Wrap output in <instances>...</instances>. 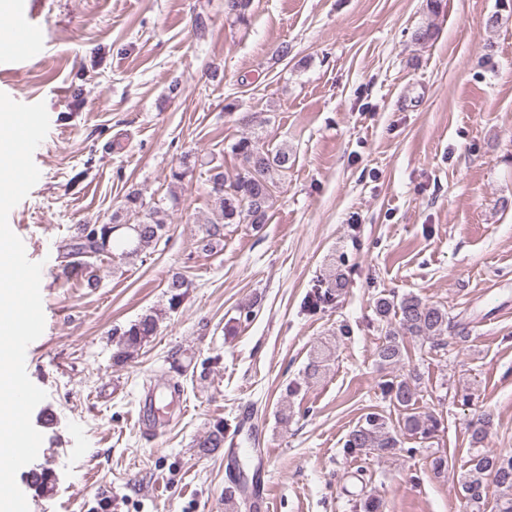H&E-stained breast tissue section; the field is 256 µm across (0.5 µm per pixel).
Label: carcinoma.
I'll use <instances>...</instances> for the list:
<instances>
[{
    "instance_id": "cac0c4a2",
    "label": "carcinoma",
    "mask_w": 512,
    "mask_h": 512,
    "mask_svg": "<svg viewBox=\"0 0 512 512\" xmlns=\"http://www.w3.org/2000/svg\"><path fill=\"white\" fill-rule=\"evenodd\" d=\"M250 0H225L228 13L235 15L240 23L247 22V10ZM230 154L242 161L243 169L233 175L217 171L210 175V181L220 186L216 190L219 218L206 224L204 236L200 239L201 250L206 251L212 242L224 237V228L230 224H238L247 219L252 224L265 223L267 211L272 197V174L288 170L290 155L288 148L281 147L274 152L265 151L258 146V140L251 136H242L229 145ZM162 207L155 205L149 209L148 217L137 224H80L77 232L70 239L67 255L73 261L65 265L64 273L69 275L77 269L87 277L88 286L98 285L93 274V263L90 259L103 254L112 255L119 252L122 259L132 258L140 254L151 243L158 241L167 232L159 214ZM343 274L336 272L326 286L325 291H317L309 297L307 306L314 311L335 299L336 291L345 287ZM186 287L185 279L175 274L168 282L170 305L181 303ZM377 315L387 320L399 318L403 330L412 336L420 337L432 343L442 340L448 333L451 320L448 311L443 307L429 303L416 294L407 293L399 300L380 298L376 301ZM157 331V320L145 315L119 335L123 338L124 349L112 359L123 362L137 347L153 336ZM407 355L403 340L399 333L390 330L384 341L377 348V357L385 365H397ZM385 397L400 412V430L416 436L421 440L434 437L438 431L440 420L432 413L416 411V386L409 378L388 384L384 390ZM487 426L474 429L471 433V444L477 452L470 460V468L461 475L463 509L479 508L483 493L488 484H493L498 492L496 500L497 512H512V453L482 451L478 449L487 436ZM399 440L389 429L384 417L377 413H369L364 420L353 429L344 447L351 453L374 450L389 452L398 447ZM224 447V423L215 424L200 443V448L210 451Z\"/></svg>"
}]
</instances>
